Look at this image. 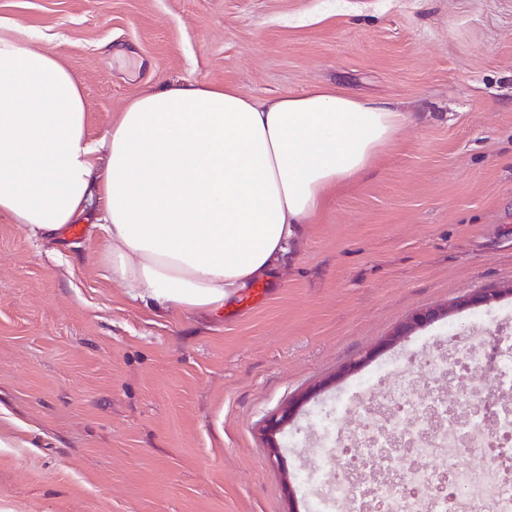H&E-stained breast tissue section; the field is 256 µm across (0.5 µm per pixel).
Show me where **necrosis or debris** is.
Wrapping results in <instances>:
<instances>
[{
  "label": "necrosis or debris",
  "mask_w": 512,
  "mask_h": 512,
  "mask_svg": "<svg viewBox=\"0 0 512 512\" xmlns=\"http://www.w3.org/2000/svg\"><path fill=\"white\" fill-rule=\"evenodd\" d=\"M454 393L419 390L401 379L385 389V408L358 404L348 439L327 461L317 512H512V351L495 358L485 396L491 416L466 409L475 392L466 375L483 365L466 343ZM486 458L474 468L460 453Z\"/></svg>",
  "instance_id": "necrosis-or-debris-1"
}]
</instances>
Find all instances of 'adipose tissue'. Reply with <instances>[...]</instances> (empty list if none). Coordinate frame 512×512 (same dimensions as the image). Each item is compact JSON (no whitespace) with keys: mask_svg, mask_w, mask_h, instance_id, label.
Here are the masks:
<instances>
[{"mask_svg":"<svg viewBox=\"0 0 512 512\" xmlns=\"http://www.w3.org/2000/svg\"><path fill=\"white\" fill-rule=\"evenodd\" d=\"M38 40L21 25L0 33V216L44 239L102 224L113 279L158 308L215 311L267 280L409 120L322 87L258 103L172 82L94 142L81 86Z\"/></svg>","mask_w":512,"mask_h":512,"instance_id":"adipose-tissue-1","label":"adipose tissue"}]
</instances>
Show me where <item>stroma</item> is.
<instances>
[{"label":"stroma","instance_id":"stroma-1","mask_svg":"<svg viewBox=\"0 0 512 512\" xmlns=\"http://www.w3.org/2000/svg\"><path fill=\"white\" fill-rule=\"evenodd\" d=\"M17 23L81 84L95 141L173 81L259 102L327 87L412 119L262 298L217 313L131 298L90 225L35 241L0 217V512H314L303 475L352 428L318 409L512 334L511 296L382 347L512 285V0H0V31ZM512 295V287L504 288L500 290H494L492 292H486L481 294H475L470 297L463 299L458 302L452 308H433L426 310L419 315L415 316L409 322L396 328L385 340V346L397 345L402 339L410 335L416 329L423 328L427 324L447 317L452 311L461 309L468 305H487L492 302L498 301L505 296Z\"/></svg>","mask_w":512,"mask_h":512}]
</instances>
